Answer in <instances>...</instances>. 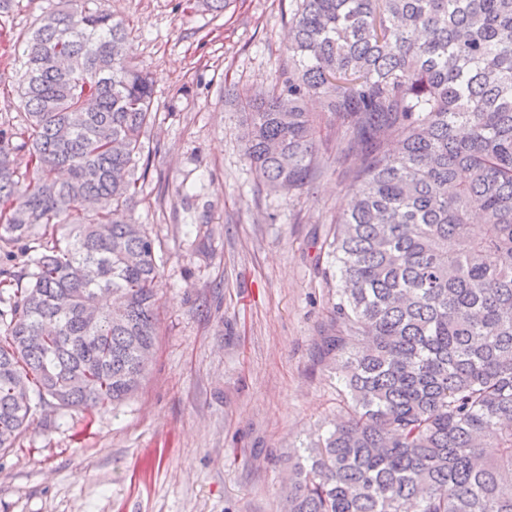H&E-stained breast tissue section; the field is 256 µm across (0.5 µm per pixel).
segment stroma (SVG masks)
<instances>
[{
    "instance_id": "35a3bbf8",
    "label": "stroma",
    "mask_w": 512,
    "mask_h": 512,
    "mask_svg": "<svg viewBox=\"0 0 512 512\" xmlns=\"http://www.w3.org/2000/svg\"><path fill=\"white\" fill-rule=\"evenodd\" d=\"M124 19L154 84L134 216L156 240L159 336L136 395L93 415L45 405L0 456V512H283L288 451L336 415L327 243L360 165L335 139L300 190L244 156V106L288 65L292 0H85ZM57 0L0 16V126L19 125L18 37Z\"/></svg>"
}]
</instances>
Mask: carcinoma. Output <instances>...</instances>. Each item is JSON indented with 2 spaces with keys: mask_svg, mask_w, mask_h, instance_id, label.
I'll list each match as a JSON object with an SVG mask.
<instances>
[{
  "mask_svg": "<svg viewBox=\"0 0 512 512\" xmlns=\"http://www.w3.org/2000/svg\"><path fill=\"white\" fill-rule=\"evenodd\" d=\"M288 25L247 161L303 188L326 121L363 167L327 252L344 417L294 449L287 512H512V0H294ZM23 56L24 123L0 127V454L34 398H130L158 336L130 178L153 88L127 25L62 0Z\"/></svg>",
  "mask_w": 512,
  "mask_h": 512,
  "instance_id": "obj_1",
  "label": "carcinoma"
}]
</instances>
